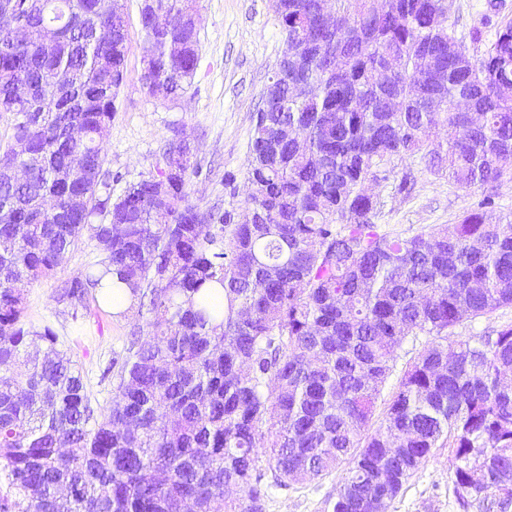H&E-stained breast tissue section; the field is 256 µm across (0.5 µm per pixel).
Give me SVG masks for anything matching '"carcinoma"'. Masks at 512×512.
Returning <instances> with one entry per match:
<instances>
[{"label": "carcinoma", "instance_id": "1", "mask_svg": "<svg viewBox=\"0 0 512 512\" xmlns=\"http://www.w3.org/2000/svg\"><path fill=\"white\" fill-rule=\"evenodd\" d=\"M152 2L141 80L175 100L199 39L177 31L188 0ZM320 3L280 0L288 84L256 113L254 223L209 209L204 229L192 159L165 195L158 164L112 198L103 140L129 53L121 0H0L27 25L0 52V112L20 117L13 139L33 157L17 182L13 147L0 151V201H12L0 211V512H261L270 487L342 463L332 512H377L443 438L454 491L485 475L460 507L512 512L499 492L512 487V321L448 344L512 307V213L480 208L406 236L375 223L366 190L417 156L460 187L512 180V22L467 44L437 25L449 0H333V29ZM86 231L102 258L55 302L78 320L112 272V297L127 287L138 318L112 357L107 408L56 332L24 321L25 288ZM408 344L421 349L400 368ZM230 487L250 503L226 499ZM503 321H512V308L496 312L490 316L479 318L471 324V327L469 325L467 328H459L455 331L454 336L448 339V344H454L459 340H465L468 336L479 335L485 328L497 326Z\"/></svg>", "mask_w": 512, "mask_h": 512}]
</instances>
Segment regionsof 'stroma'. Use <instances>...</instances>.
<instances>
[{
	"instance_id": "obj_1",
	"label": "stroma",
	"mask_w": 512,
	"mask_h": 512,
	"mask_svg": "<svg viewBox=\"0 0 512 512\" xmlns=\"http://www.w3.org/2000/svg\"><path fill=\"white\" fill-rule=\"evenodd\" d=\"M124 3L131 51L119 111L103 142L106 166L116 177L113 193H121L152 171L165 140L178 129L195 145L199 172L189 182L192 203L203 209L242 211L254 117L284 49L272 0H197L199 59L191 87L175 101L143 87L141 0ZM454 5L456 34L464 39L476 27L485 38H493L498 28L512 22V0H454ZM409 166L415 180L411 193L399 192L396 174L373 185L377 223L409 235L428 226L457 223L487 197L497 212H512V181L502 183L490 197L484 188L450 183L446 175L426 168L424 161L414 159ZM98 258L95 240L83 234L52 276L29 287L27 317L33 325H50L71 346L92 401L105 407L112 398V381L103 372L113 352L120 350L131 322L112 317L102 307L91 309L76 323L54 301L62 281ZM450 458L447 440H440L386 512H462L453 492ZM342 474L338 468L315 479L269 489L262 512H331Z\"/></svg>"
}]
</instances>
